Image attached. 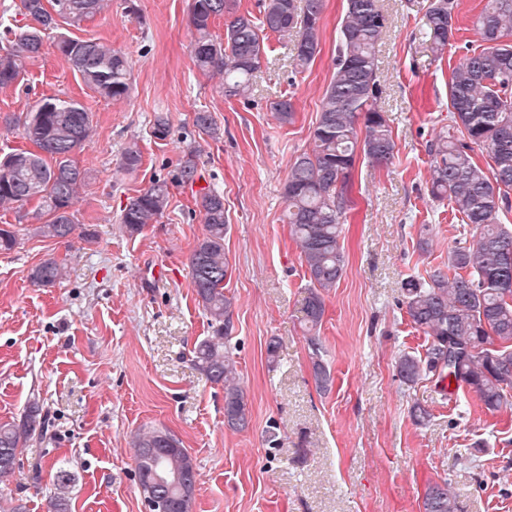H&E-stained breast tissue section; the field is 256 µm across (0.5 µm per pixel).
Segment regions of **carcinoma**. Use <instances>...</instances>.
<instances>
[{
    "mask_svg": "<svg viewBox=\"0 0 512 512\" xmlns=\"http://www.w3.org/2000/svg\"><path fill=\"white\" fill-rule=\"evenodd\" d=\"M111 0H19V12L30 23L7 26L0 39V89L14 86L28 62L42 50L44 35L59 23L76 27L101 13ZM456 0H430L421 31L437 54L447 51L455 31ZM324 0H263L262 17L238 8V0H191L189 25L194 31L193 62L206 76L222 79L228 97H245L266 53L268 31L296 34L294 68L303 71L320 53ZM224 19V40L211 26ZM387 28L379 0H346L339 32L335 71L326 88L309 149L296 156L284 185L286 223L309 276L305 325L312 355L313 378L328 389L331 373L321 360L316 336L324 315V295L341 281L345 256L341 244L350 206V173L358 154L375 164L390 163L396 144L384 113L377 106L381 92L375 46ZM480 47L468 49L452 71L448 101L453 124L428 145L433 161L428 192L448 201L463 223L472 227L474 242L455 247L448 270L437 268L425 278L404 283L410 321L429 342L425 357L402 353L396 361L400 380L412 386L441 368L448 378L468 388L489 411L509 405L512 391V231L499 224V212L512 193V0H488L474 25ZM58 51L83 83L108 100H123L131 90L127 54L98 39L61 36ZM277 121L294 120L293 103H271ZM22 128L30 144L0 159V205L22 213L37 203L46 217L36 232L49 239H67L75 230L74 207L89 180L74 154L90 136L92 113L80 101L59 95L37 100L27 112L4 118ZM198 135L216 140L221 128L213 114L193 115ZM487 150L490 168L478 165L474 148ZM199 149L187 148L172 180L154 179L129 198L119 217L123 233L133 238L158 223L170 202L171 183L194 184L200 178ZM142 163L137 145L125 148L121 167L136 171ZM198 206L203 234L190 256L189 267L199 306L210 321L212 335L197 343L195 367L224 388V425L244 431L250 411L236 361L227 346L232 332L234 301L224 292L229 262L224 253L228 224L224 195L203 190ZM66 277L54 258L33 266L30 282L53 287ZM47 412L39 400L28 402L17 420L0 423V482L14 470L23 448L46 438ZM131 447L141 494L150 512H192L198 472L188 450L164 428L133 434ZM423 512H457L448 482L427 486Z\"/></svg>",
    "mask_w": 512,
    "mask_h": 512,
    "instance_id": "carcinoma-1",
    "label": "carcinoma"
}]
</instances>
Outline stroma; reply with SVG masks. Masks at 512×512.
<instances>
[{
	"label": "stroma",
	"mask_w": 512,
	"mask_h": 512,
	"mask_svg": "<svg viewBox=\"0 0 512 512\" xmlns=\"http://www.w3.org/2000/svg\"><path fill=\"white\" fill-rule=\"evenodd\" d=\"M428 2L380 0L389 27L377 51V105L396 155L388 165L357 157L352 170L346 271L324 296L318 329L333 377L326 392L313 379L302 326L308 277L283 221V186L309 147L346 0H325L321 51L304 71L292 65L290 37L266 34L246 98H226L219 80L194 66L190 0H135L133 14L112 0L80 27L50 32L20 85L0 89L1 115L57 94L93 113L92 134L75 155L92 174L75 206L78 237H40L35 215L0 208V226L18 233L16 246L0 252V421L19 418L35 398L50 417L49 439L23 449L0 483L22 512H50L60 492L69 512H149L130 446L145 426L168 429L193 457V512H421L428 484L443 480L458 512H512V406L490 412L456 385L443 391L431 377L409 387L396 375L399 354L424 353L427 344L406 314L404 283L447 268L458 239L460 218L428 195L426 144L451 122V70L463 46H478L473 21L486 0H458L453 45L440 57L419 32ZM62 33L125 52L129 98L88 89L55 46ZM281 97L294 104L288 125L270 110ZM202 109L214 113L220 140L199 141L192 118ZM158 112L170 120L163 140L151 133ZM196 141L200 180L172 185L159 223L128 237L118 219L129 198L172 177L181 150ZM131 142L142 163L128 173L119 162ZM204 187L223 193L229 226L231 344L251 414L242 432L225 427L222 387L192 363L195 343L211 334L189 269L203 232L196 194ZM49 256L68 276L35 287L29 272ZM416 404L427 421L412 418ZM62 467L72 474L63 490L55 481Z\"/></svg>",
	"instance_id": "obj_1"
}]
</instances>
